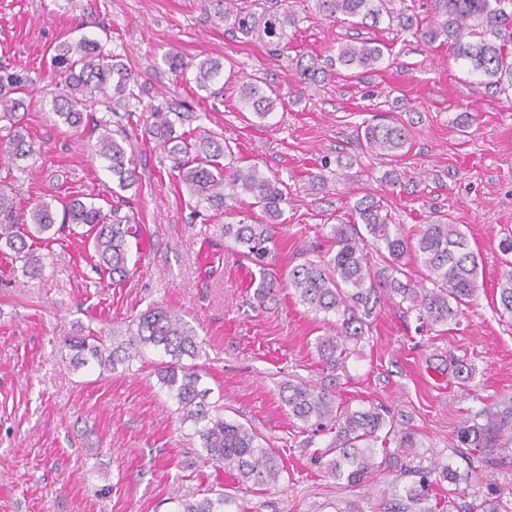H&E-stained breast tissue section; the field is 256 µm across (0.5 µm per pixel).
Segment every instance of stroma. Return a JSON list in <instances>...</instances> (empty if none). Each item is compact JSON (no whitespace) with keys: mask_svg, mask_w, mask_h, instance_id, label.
<instances>
[{"mask_svg":"<svg viewBox=\"0 0 512 512\" xmlns=\"http://www.w3.org/2000/svg\"><path fill=\"white\" fill-rule=\"evenodd\" d=\"M311 2L291 0L298 22L276 58L257 37L215 25L212 0H0V65L35 81L21 126L38 148L22 172L0 157V188L21 216L39 199L56 209L74 198L110 207L117 182L95 156L94 137L62 125L51 110L63 87L53 48L87 35L105 41L138 79L141 102L119 124L137 177L124 195L147 228L131 253L133 275L118 285L95 272L79 234L46 247L35 280L14 276L0 255V512H175L178 500L219 488L245 512H477L494 488L512 503V446L505 462L471 470L457 440L469 414L499 410L512 397V318L493 302L504 270L498 244L512 230V101L492 95L447 47L384 21L364 27L326 19ZM370 38L387 47L372 71L344 69L303 88L288 65ZM169 52L184 59L185 71L169 68ZM207 58L224 64V92L216 97L195 82ZM251 78L280 94L263 120L238 98ZM170 106L189 115L176 132L210 133L288 188L265 304L253 298L257 268L223 232L251 207L195 209L149 133L153 108ZM464 112L474 118L465 131L457 124ZM380 115L408 130L398 160L359 143V124ZM319 174L324 185L312 186ZM368 194L408 232L439 218L460 224L482 258L483 288L448 328L421 325L397 301L384 303L332 370L314 347L326 327L286 288L284 274L303 254L328 250L330 225L351 220L353 205ZM153 304L182 310L196 328L205 386L222 398L226 419L252 427L279 454L278 486L238 482L204 460L153 372L158 353L123 372L72 368L66 337L106 323L126 329ZM458 357L474 363L473 380L454 376ZM287 381L329 388L353 409L382 405L422 446L401 467H381L366 486L349 487L321 459L328 435L312 433L282 404L279 387ZM448 464L457 467V481L439 478ZM418 470L430 484L411 503L405 490Z\"/></svg>","mask_w":512,"mask_h":512,"instance_id":"obj_1","label":"stroma"}]
</instances>
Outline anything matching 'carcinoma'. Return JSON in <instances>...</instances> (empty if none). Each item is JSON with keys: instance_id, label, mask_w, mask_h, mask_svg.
I'll return each instance as SVG.
<instances>
[{"instance_id": "1", "label": "carcinoma", "mask_w": 512, "mask_h": 512, "mask_svg": "<svg viewBox=\"0 0 512 512\" xmlns=\"http://www.w3.org/2000/svg\"><path fill=\"white\" fill-rule=\"evenodd\" d=\"M402 7H396V3ZM405 0H314L315 11L327 18L357 19L365 25L379 24L382 19L397 23L412 37L432 45H448L455 61L463 63L469 73L481 77V83L494 94L512 99V14L507 13L504 0H429L431 20L423 25L414 13L403 6ZM215 18L227 29L243 35L256 34L277 54L288 40L287 27L296 22L295 12L288 8L265 9L260 13L245 11L227 0L215 12ZM384 56L383 47L371 40L361 44H340L336 55L322 59L312 55L295 60V71L304 85H317L331 79L340 65L346 69H375ZM52 65L64 74L66 90L52 102V109L71 128L90 127L97 135L95 155L103 159L117 186L125 190L135 181L129 168L123 129L113 130L110 123L98 119L93 107L107 105L113 112L126 109L137 99L134 85L137 78L123 64L105 52L101 41L81 36L63 41L54 49ZM224 72V63L207 59L196 67L197 86L209 91ZM32 79L22 71L0 66V120L10 126L19 124L20 109L26 106L25 96ZM245 107L259 119L275 110L279 95L265 91L250 80L239 86ZM153 134L159 146L167 151L173 170L197 205L222 212L227 200L241 195L251 199L249 206L260 209L264 220L224 225V237L231 240L241 257L259 268L260 280L254 295L265 303L273 288L267 281L270 260L276 246L277 220L282 205L288 203L283 181L266 175L256 166H236L224 172L218 159L225 156L224 144L208 135L190 143L175 134V122L184 120V113H161ZM360 137L366 146L380 155L400 158L405 155L409 136L399 121L363 122ZM8 148L16 160L29 157L33 145L19 132L8 138ZM29 220L15 221V203L0 192V252L9 250L16 263L13 271L28 279L42 276L43 262L37 254L38 245L83 224L93 234V248L99 272H108L125 280L130 274L129 240H139L142 227L129 214L120 215V205L107 211L94 204L73 199L62 205L56 214L52 205L39 200L28 210ZM357 220L330 225L329 238L336 250L316 254L288 268L287 287L307 309L335 317L333 331L319 336L315 348L331 369L340 364L346 352V341L358 340L371 326L380 302L400 298L417 320L435 326L459 324L464 308L476 300L480 291L481 258L471 249L466 233L458 224L437 220L423 224L415 234L405 232L403 225L391 223L382 213L375 198L366 196L354 206ZM506 269L497 283L500 314L512 317V234L500 241ZM378 255L373 263L369 253ZM411 256L425 271L419 282L412 281L405 271V256ZM72 352L75 369L95 363L106 371L129 368L141 360L148 350L164 356L155 365L159 383L174 401L181 423H191L193 435L205 452L204 460L236 473L241 482L260 486H276L282 468L274 449L265 446L262 438L244 424L224 419L221 408L207 401L211 390L201 387L202 341L185 315L170 306H154L140 314L120 332L106 324L82 336L66 340ZM280 398L291 414L314 432L331 435L328 445L334 456L326 468L338 480L351 487L361 486L380 468L375 445L400 449L408 456L420 447L416 433L396 425L390 412L371 405L358 410H341L336 395L326 388L304 382H288L280 387ZM483 424L465 420L459 429L461 444L471 449L469 463L482 460L489 448L499 446L500 438L512 433V407L507 406L485 415ZM230 499L218 490L201 499H183L177 512H226Z\"/></svg>"}]
</instances>
